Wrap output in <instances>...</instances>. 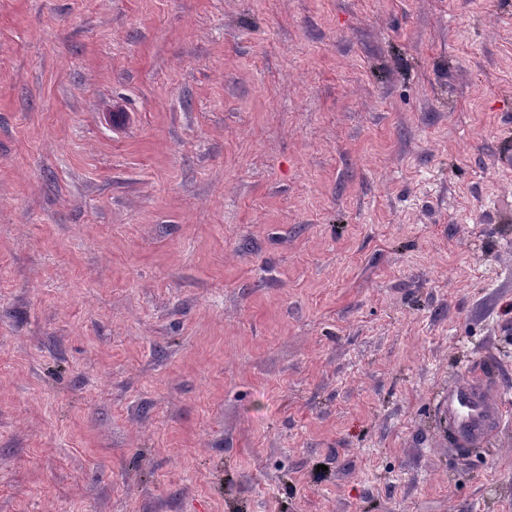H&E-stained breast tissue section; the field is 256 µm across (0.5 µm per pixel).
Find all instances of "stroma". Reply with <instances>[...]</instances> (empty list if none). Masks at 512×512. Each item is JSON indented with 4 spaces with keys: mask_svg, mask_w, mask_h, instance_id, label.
I'll use <instances>...</instances> for the list:
<instances>
[{
    "mask_svg": "<svg viewBox=\"0 0 512 512\" xmlns=\"http://www.w3.org/2000/svg\"><path fill=\"white\" fill-rule=\"evenodd\" d=\"M512 0H0V512H512ZM445 418L459 443H480L491 431L504 423L506 410L495 403L478 377L470 376L448 389L443 406Z\"/></svg>",
    "mask_w": 512,
    "mask_h": 512,
    "instance_id": "obj_1",
    "label": "stroma"
}]
</instances>
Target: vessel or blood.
Here are the masks:
<instances>
[{
	"label": "vessel or blood",
	"instance_id": "vessel-or-blood-1",
	"mask_svg": "<svg viewBox=\"0 0 512 512\" xmlns=\"http://www.w3.org/2000/svg\"><path fill=\"white\" fill-rule=\"evenodd\" d=\"M443 410L458 442L466 446L480 443L503 424L506 414L475 376L449 389Z\"/></svg>",
	"mask_w": 512,
	"mask_h": 512
}]
</instances>
